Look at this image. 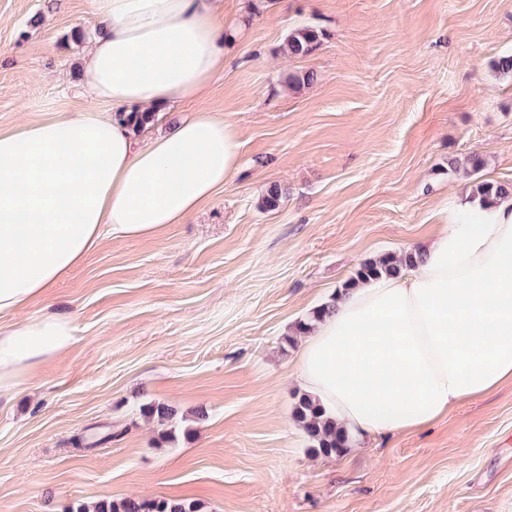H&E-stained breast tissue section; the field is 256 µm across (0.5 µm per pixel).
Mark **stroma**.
<instances>
[{
  "label": "stroma",
  "mask_w": 512,
  "mask_h": 512,
  "mask_svg": "<svg viewBox=\"0 0 512 512\" xmlns=\"http://www.w3.org/2000/svg\"><path fill=\"white\" fill-rule=\"evenodd\" d=\"M224 0V70L176 111L234 127L240 169L181 224L104 238L15 321L74 342L0 395V512L126 497L202 512H512V384L417 433L317 456L284 338L360 264L427 246L468 196L451 159L512 181V0ZM323 31L293 57L289 32ZM91 0H0V130L80 108ZM314 73L299 88L292 75ZM278 209L261 200L271 183ZM177 410L168 426L143 405ZM205 418H198V411ZM111 432L110 442L75 438Z\"/></svg>",
  "instance_id": "1"
}]
</instances>
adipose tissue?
<instances>
[{"label":"adipose tissue","mask_w":512,"mask_h":512,"mask_svg":"<svg viewBox=\"0 0 512 512\" xmlns=\"http://www.w3.org/2000/svg\"><path fill=\"white\" fill-rule=\"evenodd\" d=\"M82 57L88 106L0 131V317L44 295L108 236L182 223L237 174L223 116L133 112L195 98L224 69L218 0H93ZM415 266L336 295L292 377L350 436L413 433L512 382V200L460 204ZM70 319L0 331V393L72 344Z\"/></svg>","instance_id":"adipose-tissue-1"}]
</instances>
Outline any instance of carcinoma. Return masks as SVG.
Returning a JSON list of instances; mask_svg holds the SVG:
<instances>
[{
  "label": "carcinoma",
  "mask_w": 512,
  "mask_h": 512,
  "mask_svg": "<svg viewBox=\"0 0 512 512\" xmlns=\"http://www.w3.org/2000/svg\"><path fill=\"white\" fill-rule=\"evenodd\" d=\"M323 32L315 27L303 25L292 29L286 41V50L292 56H307L319 46ZM471 198L479 199L484 206L497 205L512 200V184L474 180L471 185ZM282 191L278 185H271L262 199V207L267 211L279 208ZM419 257L417 252L401 254L385 253L374 259L362 262L354 276L344 285L348 289L363 279L381 274L397 275L403 268L413 265ZM336 299L314 310L309 321H300L295 326V333L306 334L312 323L333 313ZM145 414L157 419L161 424L172 420L176 411L162 402H151L143 407ZM291 418L303 431L309 442V449L316 455L341 456L349 448L346 432L339 429L336 422L308 395H300L293 405ZM76 512H200V506L194 502L177 501L167 498L139 499L124 498L120 500H102L88 509L80 506Z\"/></svg>",
  "instance_id": "obj_1"
}]
</instances>
